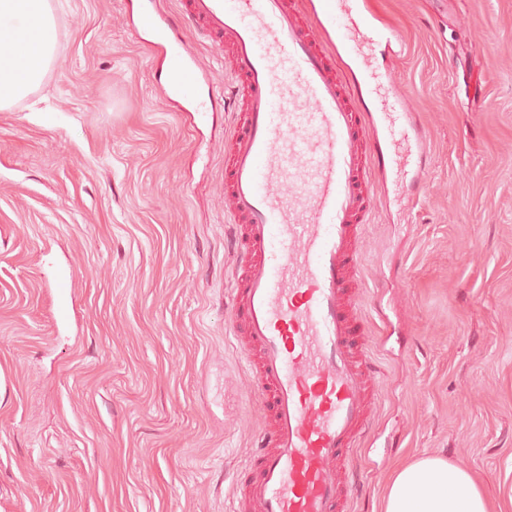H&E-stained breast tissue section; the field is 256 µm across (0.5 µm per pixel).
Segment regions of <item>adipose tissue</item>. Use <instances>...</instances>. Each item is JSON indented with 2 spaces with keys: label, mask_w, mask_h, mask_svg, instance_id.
<instances>
[{
  "label": "adipose tissue",
  "mask_w": 512,
  "mask_h": 512,
  "mask_svg": "<svg viewBox=\"0 0 512 512\" xmlns=\"http://www.w3.org/2000/svg\"><path fill=\"white\" fill-rule=\"evenodd\" d=\"M51 0H0V111L37 89L56 59ZM383 512H512L472 472L440 456L411 458L388 479Z\"/></svg>",
  "instance_id": "1"
}]
</instances>
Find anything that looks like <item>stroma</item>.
<instances>
[{
	"instance_id": "obj_1",
	"label": "stroma",
	"mask_w": 512,
	"mask_h": 512,
	"mask_svg": "<svg viewBox=\"0 0 512 512\" xmlns=\"http://www.w3.org/2000/svg\"><path fill=\"white\" fill-rule=\"evenodd\" d=\"M129 0H54L57 59L0 112V512H244L262 406L228 333L231 59L188 122ZM431 150L360 241L380 372L352 512L436 455L512 492V0H370Z\"/></svg>"
}]
</instances>
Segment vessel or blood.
<instances>
[{
	"label": "vessel or blood",
	"instance_id": "obj_1",
	"mask_svg": "<svg viewBox=\"0 0 512 512\" xmlns=\"http://www.w3.org/2000/svg\"><path fill=\"white\" fill-rule=\"evenodd\" d=\"M134 2L179 111L203 110L207 82L182 28L232 55L229 330L264 400L248 512H350L348 494L364 483L352 453L373 421L377 373L357 303V244L376 199L367 169L402 173L428 150L376 53L403 35L378 25L366 0H180L177 20L157 0Z\"/></svg>",
	"mask_w": 512,
	"mask_h": 512
}]
</instances>
